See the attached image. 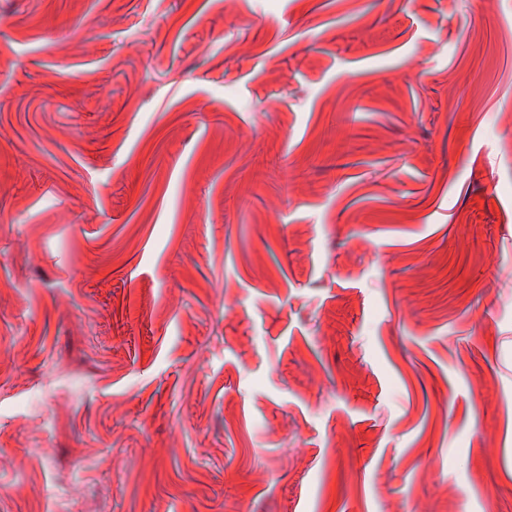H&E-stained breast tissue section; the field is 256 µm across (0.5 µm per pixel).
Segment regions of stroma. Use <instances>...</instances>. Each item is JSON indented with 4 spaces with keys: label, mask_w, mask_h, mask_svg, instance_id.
Returning <instances> with one entry per match:
<instances>
[{
    "label": "stroma",
    "mask_w": 512,
    "mask_h": 512,
    "mask_svg": "<svg viewBox=\"0 0 512 512\" xmlns=\"http://www.w3.org/2000/svg\"><path fill=\"white\" fill-rule=\"evenodd\" d=\"M0 512H512V0H0Z\"/></svg>",
    "instance_id": "1"
}]
</instances>
